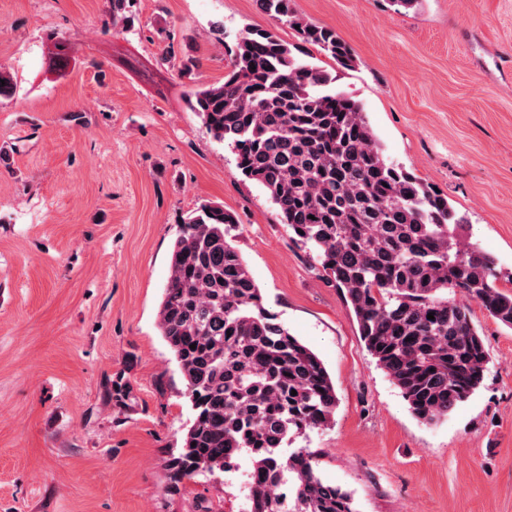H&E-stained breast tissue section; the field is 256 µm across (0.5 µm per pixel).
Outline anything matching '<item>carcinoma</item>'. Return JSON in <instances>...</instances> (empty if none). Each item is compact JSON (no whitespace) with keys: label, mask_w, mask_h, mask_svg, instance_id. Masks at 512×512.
Returning <instances> with one entry per match:
<instances>
[{"label":"carcinoma","mask_w":512,"mask_h":512,"mask_svg":"<svg viewBox=\"0 0 512 512\" xmlns=\"http://www.w3.org/2000/svg\"><path fill=\"white\" fill-rule=\"evenodd\" d=\"M257 4L295 41L275 28L246 31L224 81L192 90L190 107L315 252L412 415L445 419L480 388L489 362L469 305L448 290L480 301L510 329L512 291L499 287L495 259L465 240V219L448 196L388 161L362 104L314 62L315 50L349 69L352 48L299 14L294 0ZM234 223L223 205L202 203L171 253L158 326L192 420L169 464L168 489L243 463L247 512H357L349 491L316 473L313 451L289 449L333 423L336 391L319 356L265 309L226 239Z\"/></svg>","instance_id":"obj_1"}]
</instances>
